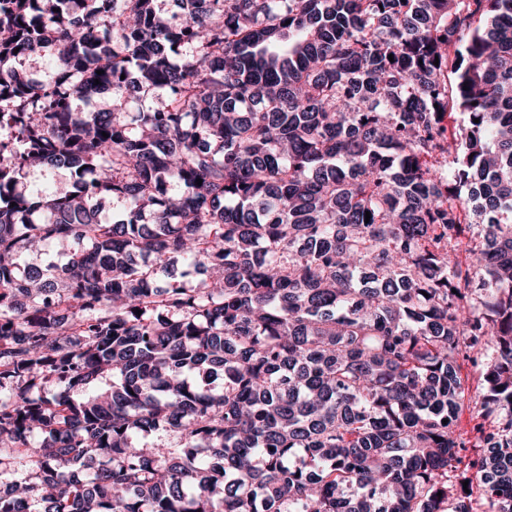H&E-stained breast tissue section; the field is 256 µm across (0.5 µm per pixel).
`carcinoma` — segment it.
<instances>
[{
    "instance_id": "obj_1",
    "label": "carcinoma",
    "mask_w": 512,
    "mask_h": 512,
    "mask_svg": "<svg viewBox=\"0 0 512 512\" xmlns=\"http://www.w3.org/2000/svg\"><path fill=\"white\" fill-rule=\"evenodd\" d=\"M2 130L0 512H512V0H0ZM24 184L33 193L60 195L67 191L69 179L66 173L58 169H34L27 171Z\"/></svg>"
}]
</instances>
